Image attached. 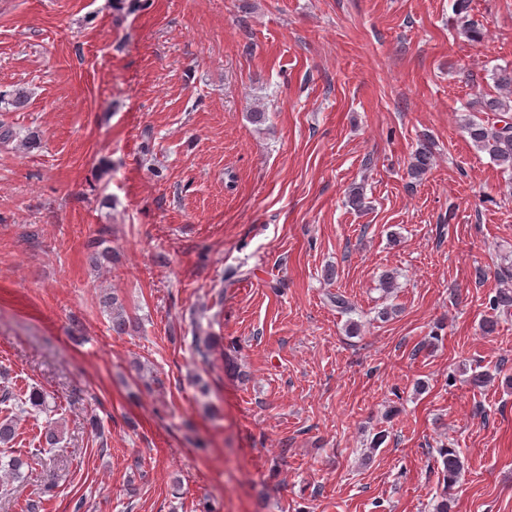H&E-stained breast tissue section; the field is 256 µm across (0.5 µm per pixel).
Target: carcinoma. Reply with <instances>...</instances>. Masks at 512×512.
I'll return each instance as SVG.
<instances>
[{
    "label": "carcinoma",
    "instance_id": "obj_1",
    "mask_svg": "<svg viewBox=\"0 0 512 512\" xmlns=\"http://www.w3.org/2000/svg\"><path fill=\"white\" fill-rule=\"evenodd\" d=\"M472 9V0H454L453 12L461 22V31L465 37L474 43L484 39L483 30L469 19ZM492 79L497 86L505 91L501 96L481 97L478 100L481 111L498 112L502 115L500 124H485L472 118L465 119L462 124L463 133L473 146L486 153L489 158L506 168H512V119L507 114L512 112V68H496ZM434 143L430 138L421 140L414 151L409 164V174L415 180H421L431 170L434 161ZM112 305V330L124 334L132 327V322L124 316L122 305L118 304V297H110ZM194 353L206 362L212 353V337L203 329H198L192 337ZM442 463V480L444 491L437 502L435 512H448V494L457 482L462 468V462L457 449L443 447L438 449Z\"/></svg>",
    "mask_w": 512,
    "mask_h": 512
}]
</instances>
